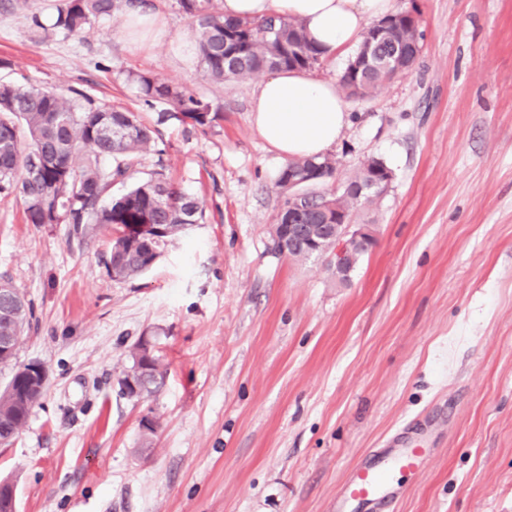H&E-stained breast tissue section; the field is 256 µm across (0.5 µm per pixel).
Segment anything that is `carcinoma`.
<instances>
[{"instance_id": "carcinoma-1", "label": "carcinoma", "mask_w": 512, "mask_h": 512, "mask_svg": "<svg viewBox=\"0 0 512 512\" xmlns=\"http://www.w3.org/2000/svg\"><path fill=\"white\" fill-rule=\"evenodd\" d=\"M133 0H63L57 7L54 26L80 33L97 17L110 16ZM182 11L193 19L191 35L205 74L213 81H243L264 71L315 68L321 52L302 23L284 17L228 20L213 0H179ZM422 33L418 14L404 16L393 40L420 48ZM386 51L369 70L358 75L361 96L372 94L400 74ZM145 102L163 101L198 126L214 121L207 105L168 81L148 74L132 76ZM156 144L155 130L135 113L96 105L76 89L64 94L36 87L0 84V194H15L25 204L29 224H70L77 237L88 225L117 230L105 260L107 272L121 280L135 278L152 268L165 243L187 226L199 223L202 210L190 194L159 175L134 185L123 195L101 205L115 181L133 174L142 153ZM318 166L329 178L336 161L299 158L281 169L276 185L288 192V171ZM158 225L152 234L147 225ZM362 253L334 267L342 284ZM33 312L24 295L10 282L0 281V340L12 337L19 343L27 335ZM131 366L119 379L123 395L138 399L158 392L167 369L153 347L137 342L129 353ZM13 368L0 391V444L11 441L26 424L31 410L43 398L47 374L31 361L17 365L14 358L0 359Z\"/></svg>"}]
</instances>
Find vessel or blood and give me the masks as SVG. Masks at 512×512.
<instances>
[{"label":"vessel or blood","instance_id":"b4317fda","mask_svg":"<svg viewBox=\"0 0 512 512\" xmlns=\"http://www.w3.org/2000/svg\"><path fill=\"white\" fill-rule=\"evenodd\" d=\"M427 456L426 448L395 434L382 448L356 462L336 491V512H387L402 496L395 474L415 471Z\"/></svg>","mask_w":512,"mask_h":512}]
</instances>
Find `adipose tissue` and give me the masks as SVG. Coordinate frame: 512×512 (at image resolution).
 <instances>
[{"label":"adipose tissue","mask_w":512,"mask_h":512,"mask_svg":"<svg viewBox=\"0 0 512 512\" xmlns=\"http://www.w3.org/2000/svg\"><path fill=\"white\" fill-rule=\"evenodd\" d=\"M228 19L280 15L300 20L323 57L356 44L374 21L392 14L391 0H221ZM349 108L334 82L299 70H276L261 81L251 123L282 160L322 158L339 140Z\"/></svg>","instance_id":"adipose-tissue-1"}]
</instances>
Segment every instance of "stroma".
<instances>
[{
  "label": "stroma",
  "instance_id": "obj_1",
  "mask_svg": "<svg viewBox=\"0 0 512 512\" xmlns=\"http://www.w3.org/2000/svg\"><path fill=\"white\" fill-rule=\"evenodd\" d=\"M7 2L0 82L137 113L159 149L135 180L163 173L204 210L123 282L104 266L112 230L29 224L22 199L0 195V278L34 312L17 360L48 375L0 446L18 512H334L356 460L412 423L431 458L394 512H512V0H393L419 13V55L348 99L319 186L339 189L370 158L393 173L355 211L374 243L345 285L327 258L270 250L284 162L250 122L260 79L210 81L183 51L178 0H145L156 25L134 38L122 9L77 34L55 28L59 0ZM136 73L215 120L159 121L165 105L145 104ZM145 336L168 373L135 400L118 380Z\"/></svg>",
  "mask_w": 512,
  "mask_h": 512
}]
</instances>
